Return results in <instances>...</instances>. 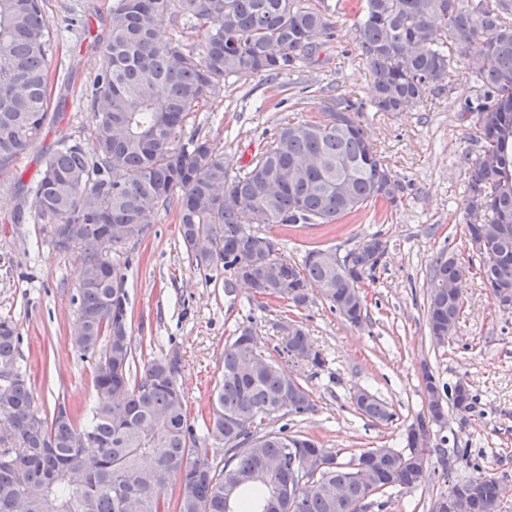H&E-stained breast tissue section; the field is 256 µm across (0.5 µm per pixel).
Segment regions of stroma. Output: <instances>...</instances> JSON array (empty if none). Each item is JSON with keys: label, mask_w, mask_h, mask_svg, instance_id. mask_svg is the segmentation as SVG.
<instances>
[{"label": "stroma", "mask_w": 512, "mask_h": 512, "mask_svg": "<svg viewBox=\"0 0 512 512\" xmlns=\"http://www.w3.org/2000/svg\"><path fill=\"white\" fill-rule=\"evenodd\" d=\"M334 6L335 30L318 64L270 83L262 77L229 80L222 99L192 115L188 132L208 138L240 171L264 152L277 125L316 116L324 97L317 87L365 102L367 136L404 190L394 208L369 207L338 223L259 225L273 233L288 261L301 263L313 248L335 247L338 255L378 234L387 251L375 279L364 282L367 317L356 327L332 312L319 294L301 308L286 300L255 297L235 284L224 290V272L200 269L188 259L175 211L159 212L150 235L112 249L130 298L134 375L155 357L178 352L179 382L191 420L207 412L221 375L224 344L237 327L252 325L267 349H279V364L309 391L314 413L276 416L272 428L288 426L337 451L339 461L368 448L405 445L408 429L426 409L422 373L440 383L465 382L474 404L462 413L446 406L445 420L426 440L428 464L419 485L373 496L366 512H431L450 483L480 473L512 481V306H502L481 278L469 274L461 285L462 309L455 333L442 344L429 336L426 300L437 257L468 261L463 241L468 178L460 156L476 150L455 114L461 90L434 89L427 102L401 112H378L369 105L373 86L367 58L357 41L356 16ZM54 33L49 57L51 107L60 124L14 164L0 169V318L13 320L19 343L16 364L35 390L39 414L56 402L90 407L93 362L71 342L77 317L81 273L79 249L57 251L49 225L35 221L34 186L59 142L88 140L92 81L101 67L98 37L112 13V0H45ZM298 322L325 365L285 355V327ZM369 389L395 418L379 424L359 415L351 397ZM466 456H458V449Z\"/></svg>", "instance_id": "35a3bbf8"}]
</instances>
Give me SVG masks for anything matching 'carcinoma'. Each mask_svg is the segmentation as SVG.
Segmentation results:
<instances>
[{
    "mask_svg": "<svg viewBox=\"0 0 512 512\" xmlns=\"http://www.w3.org/2000/svg\"><path fill=\"white\" fill-rule=\"evenodd\" d=\"M355 0V35L375 75L372 107L401 112L424 102L435 86L453 88L463 60L488 54L467 72L459 126L475 131L466 153V210L485 209L490 224L512 225V0ZM205 28L202 52L161 42L166 16ZM334 29L319 0H113L90 111L92 142L65 139L46 162L34 195L35 216L72 229L82 248L72 341L94 360L95 402L86 420L66 402L51 417L34 409V391L16 367L19 336L0 319V512H362L368 489L338 453L314 437L270 427L282 412L315 409L307 389L263 347L243 337L224 344L221 379L203 434L190 423L178 377L180 358H153L131 376L129 300L111 248L142 239L160 208L176 209L186 255L196 266L221 267L224 286L242 281L266 299L307 303L316 290L354 326L367 317L364 296L348 278L375 277L387 251L368 235L345 256L308 251L284 264L280 242L253 224H335L368 206L394 207L403 187L369 142L362 106L327 94L320 117L278 128L269 147L234 173L209 139L185 136L191 114L222 96L224 82L253 75L275 80L318 61L319 38ZM53 31L43 0H0V168L18 160L63 115L50 111L48 54ZM112 227L96 246L95 223ZM490 292L511 288L512 230L474 254ZM452 258L436 259L428 283L427 326L440 335L462 306ZM288 354L323 367L325 360L299 326L288 330ZM429 414L443 410L439 380L423 374ZM357 413L372 422L394 418L366 390ZM448 400L460 412L473 396L458 382ZM351 461L374 463L381 493L416 487L425 449ZM224 449L218 463L212 449ZM172 488L173 500L160 496ZM294 489L288 499V489ZM471 512H500L498 479L480 474L456 482Z\"/></svg>",
    "mask_w": 512,
    "mask_h": 512,
    "instance_id": "1",
    "label": "carcinoma"
}]
</instances>
